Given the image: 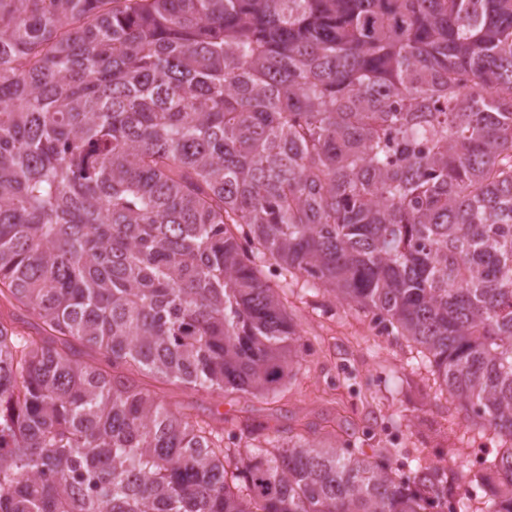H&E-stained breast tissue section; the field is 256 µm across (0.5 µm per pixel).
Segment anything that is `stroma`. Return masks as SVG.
I'll return each mask as SVG.
<instances>
[{
    "mask_svg": "<svg viewBox=\"0 0 512 512\" xmlns=\"http://www.w3.org/2000/svg\"><path fill=\"white\" fill-rule=\"evenodd\" d=\"M280 296L301 346L293 376L276 392L241 393L196 390L144 371L132 376L171 409L210 422L224 431V443L249 446L241 427L249 423L263 436L287 437L296 418L315 424L317 437H344L359 425L361 448L423 449L428 462L444 465L449 449L467 454L481 446L447 393L425 368H411V349L403 338L357 307L325 290H310L304 279L280 281Z\"/></svg>",
    "mask_w": 512,
    "mask_h": 512,
    "instance_id": "35a3bbf8",
    "label": "stroma"
}]
</instances>
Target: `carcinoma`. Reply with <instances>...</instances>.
I'll return each mask as SVG.
<instances>
[{"mask_svg": "<svg viewBox=\"0 0 512 512\" xmlns=\"http://www.w3.org/2000/svg\"><path fill=\"white\" fill-rule=\"evenodd\" d=\"M273 265L413 343L483 467L243 454L119 371L274 390ZM0 297V512H512V0H0Z\"/></svg>", "mask_w": 512, "mask_h": 512, "instance_id": "1", "label": "carcinoma"}]
</instances>
